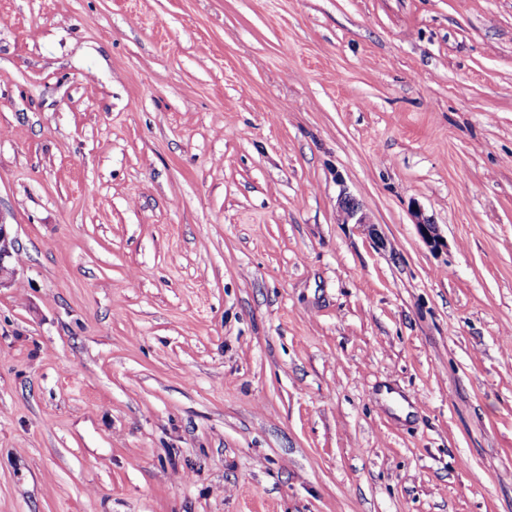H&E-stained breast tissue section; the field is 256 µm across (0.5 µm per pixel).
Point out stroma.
Returning a JSON list of instances; mask_svg holds the SVG:
<instances>
[{"label":"stroma","mask_w":512,"mask_h":512,"mask_svg":"<svg viewBox=\"0 0 512 512\" xmlns=\"http://www.w3.org/2000/svg\"><path fill=\"white\" fill-rule=\"evenodd\" d=\"M0 220V512H512V0H0ZM337 201L338 212L343 224H372L361 204L346 190L340 193ZM16 254V238L12 234L11 224L0 220V288L10 287L16 280L18 269Z\"/></svg>","instance_id":"stroma-1"}]
</instances>
